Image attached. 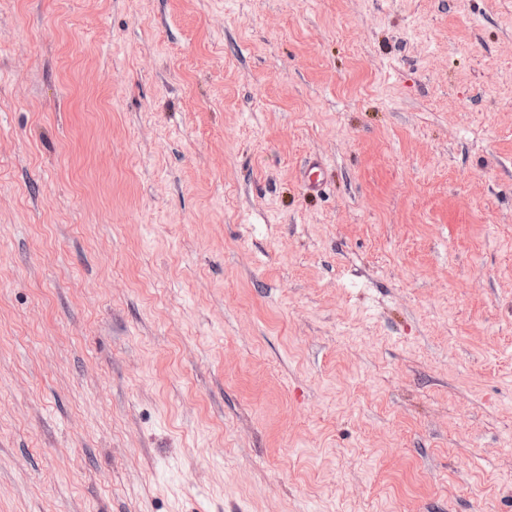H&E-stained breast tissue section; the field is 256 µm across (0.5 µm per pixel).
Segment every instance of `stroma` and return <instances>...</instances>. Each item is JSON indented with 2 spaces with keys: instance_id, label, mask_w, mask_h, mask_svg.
I'll return each mask as SVG.
<instances>
[{
  "instance_id": "stroma-1",
  "label": "stroma",
  "mask_w": 512,
  "mask_h": 512,
  "mask_svg": "<svg viewBox=\"0 0 512 512\" xmlns=\"http://www.w3.org/2000/svg\"><path fill=\"white\" fill-rule=\"evenodd\" d=\"M0 512H512V0H0Z\"/></svg>"
}]
</instances>
